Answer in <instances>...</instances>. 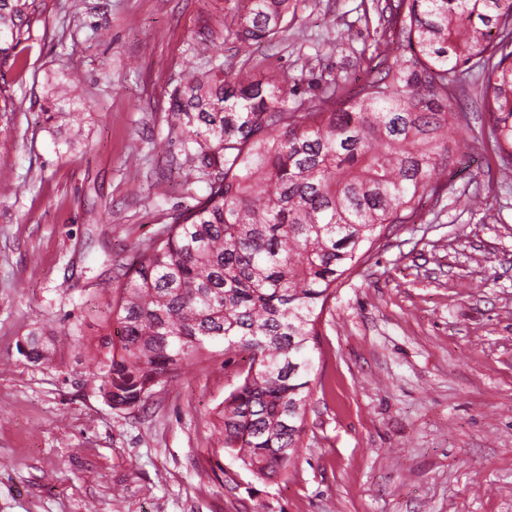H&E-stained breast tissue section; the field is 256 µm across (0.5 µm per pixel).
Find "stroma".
Listing matches in <instances>:
<instances>
[{
	"mask_svg": "<svg viewBox=\"0 0 512 512\" xmlns=\"http://www.w3.org/2000/svg\"><path fill=\"white\" fill-rule=\"evenodd\" d=\"M234 6L49 0L26 70L0 77V512H512V181L481 151L471 88L448 128L471 164L328 302L287 478L228 457L224 489L210 469L236 363L190 361L124 411L87 380L107 281L206 192L173 91L220 63L303 76L310 97L384 38L377 0H297L287 39L258 46L226 37ZM33 334L53 364L26 357Z\"/></svg>",
	"mask_w": 512,
	"mask_h": 512,
	"instance_id": "stroma-1",
	"label": "stroma"
}]
</instances>
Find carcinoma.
<instances>
[{"label": "carcinoma", "mask_w": 512, "mask_h": 512, "mask_svg": "<svg viewBox=\"0 0 512 512\" xmlns=\"http://www.w3.org/2000/svg\"><path fill=\"white\" fill-rule=\"evenodd\" d=\"M292 0H235L227 36L288 35ZM48 0H0V69L19 73ZM384 45L409 55L354 88L332 78L317 98L301 79L223 69L191 76L170 108L196 145L207 192L147 245L118 281L105 353L88 378L114 410L145 401L192 358L239 355V380L215 413L221 451L261 482L288 475L305 434L318 326L336 283L391 224L452 188L454 92L481 87L485 148L512 179V0H392ZM34 363L55 361L26 337Z\"/></svg>", "instance_id": "cac0c4a2"}]
</instances>
